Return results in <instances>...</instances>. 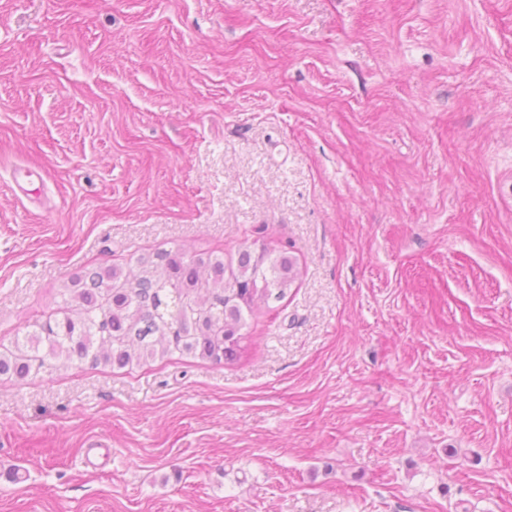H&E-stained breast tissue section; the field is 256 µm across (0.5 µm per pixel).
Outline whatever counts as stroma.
I'll return each mask as SVG.
<instances>
[{
  "label": "stroma",
  "instance_id": "obj_1",
  "mask_svg": "<svg viewBox=\"0 0 512 512\" xmlns=\"http://www.w3.org/2000/svg\"><path fill=\"white\" fill-rule=\"evenodd\" d=\"M262 243L238 362L0 381V512H512V0H0L1 343Z\"/></svg>",
  "mask_w": 512,
  "mask_h": 512
}]
</instances>
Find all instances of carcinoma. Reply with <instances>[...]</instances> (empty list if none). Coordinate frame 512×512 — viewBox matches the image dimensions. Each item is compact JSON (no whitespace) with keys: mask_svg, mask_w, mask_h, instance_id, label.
<instances>
[{"mask_svg":"<svg viewBox=\"0 0 512 512\" xmlns=\"http://www.w3.org/2000/svg\"><path fill=\"white\" fill-rule=\"evenodd\" d=\"M135 263L134 271L105 265L63 284L44 321L0 344V376L23 381L67 361L122 369L173 353L234 362L244 351L243 313L283 299L298 276L286 245L248 247L227 264L214 252L181 249Z\"/></svg>","mask_w":512,"mask_h":512,"instance_id":"obj_1","label":"carcinoma"}]
</instances>
